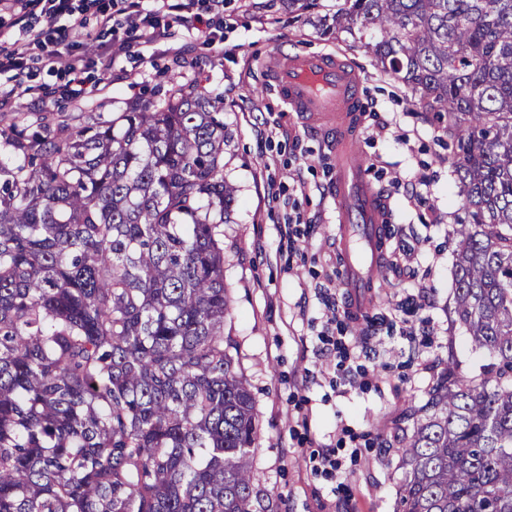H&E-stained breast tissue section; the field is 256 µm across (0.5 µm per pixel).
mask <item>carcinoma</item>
Wrapping results in <instances>:
<instances>
[{
  "label": "carcinoma",
  "mask_w": 512,
  "mask_h": 512,
  "mask_svg": "<svg viewBox=\"0 0 512 512\" xmlns=\"http://www.w3.org/2000/svg\"><path fill=\"white\" fill-rule=\"evenodd\" d=\"M335 26L445 123L467 220L454 355L385 443L395 512H512V0H344ZM224 111L199 80L72 133L0 129V512H276L225 332Z\"/></svg>",
  "instance_id": "1"
}]
</instances>
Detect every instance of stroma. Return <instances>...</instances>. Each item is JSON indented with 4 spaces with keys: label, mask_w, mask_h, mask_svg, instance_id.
<instances>
[{
    "label": "stroma",
    "mask_w": 512,
    "mask_h": 512,
    "mask_svg": "<svg viewBox=\"0 0 512 512\" xmlns=\"http://www.w3.org/2000/svg\"><path fill=\"white\" fill-rule=\"evenodd\" d=\"M320 2L298 15L284 0H224L223 12L206 16L221 36L216 44L178 25L147 44L114 13L115 34L127 41L117 61L124 78L88 64L82 97L69 100L61 95L70 78L63 63L44 67L43 48L32 47L27 82L49 98H12L0 107V127L108 120L129 101L149 98L172 70L223 96L224 178L236 188L233 221L224 227V281L233 296L231 334L259 412L255 481L278 512H393L401 472L383 435L402 409L424 403L448 356L469 377L489 358L449 315L453 226L466 210L448 137L361 42L326 32L338 0ZM178 47L184 56L175 55ZM276 51L332 52L361 78L358 144L392 223L384 278L357 323L343 312L339 286L345 242L332 198L335 158L269 82L265 62ZM325 452L339 464L335 474L319 464Z\"/></svg>",
    "instance_id": "obj_1"
}]
</instances>
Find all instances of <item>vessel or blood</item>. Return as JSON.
Returning a JSON list of instances; mask_svg holds the SVG:
<instances>
[{
    "label": "vessel or blood",
    "instance_id": "vessel-or-blood-1",
    "mask_svg": "<svg viewBox=\"0 0 512 512\" xmlns=\"http://www.w3.org/2000/svg\"><path fill=\"white\" fill-rule=\"evenodd\" d=\"M267 66L284 103L316 122L320 134L335 141L336 222L363 245L362 258H346L342 285L350 289L353 307H362L361 291L372 287L381 266L390 215L389 203L372 188L369 164L357 149L355 135L363 112L359 75L348 62L325 52L277 53Z\"/></svg>",
    "mask_w": 512,
    "mask_h": 512
}]
</instances>
